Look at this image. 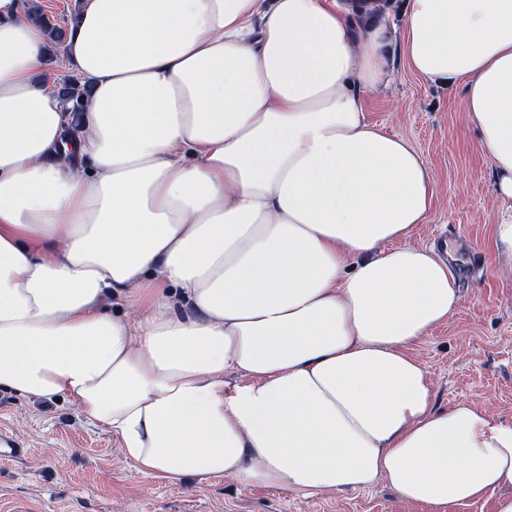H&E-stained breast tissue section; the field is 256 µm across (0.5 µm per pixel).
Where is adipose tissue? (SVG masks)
I'll use <instances>...</instances> for the list:
<instances>
[{
  "mask_svg": "<svg viewBox=\"0 0 512 512\" xmlns=\"http://www.w3.org/2000/svg\"><path fill=\"white\" fill-rule=\"evenodd\" d=\"M82 0L63 49L0 0V389L76 404L138 473L512 512V423L436 407L412 347L459 308L434 195L363 91L401 42L464 79L512 200V0ZM138 308L136 320L108 307ZM240 379L226 388V376ZM87 89L80 88V85L64 83L58 89V94L64 103L67 112H71L73 120L77 119L78 112H80L81 100L86 94ZM72 120V122H73Z\"/></svg>",
  "mask_w": 512,
  "mask_h": 512,
  "instance_id": "obj_1",
  "label": "adipose tissue"
}]
</instances>
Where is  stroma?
I'll return each instance as SVG.
<instances>
[{
	"label": "stroma",
	"instance_id": "stroma-1",
	"mask_svg": "<svg viewBox=\"0 0 512 512\" xmlns=\"http://www.w3.org/2000/svg\"><path fill=\"white\" fill-rule=\"evenodd\" d=\"M388 67L390 83L363 94L366 118L408 139L435 180L431 210L411 240L430 245L445 234L479 258L473 276L459 281L460 307L411 353L430 371L436 406L466 401L512 423V273L496 271L493 238L512 203L493 193L490 164L463 110V83L421 77L398 49ZM4 435L21 442L24 452L0 460V512H495L492 493L440 509L401 502L382 485L306 497L221 476L176 483L148 478L78 406L1 389Z\"/></svg>",
	"mask_w": 512,
	"mask_h": 512
}]
</instances>
